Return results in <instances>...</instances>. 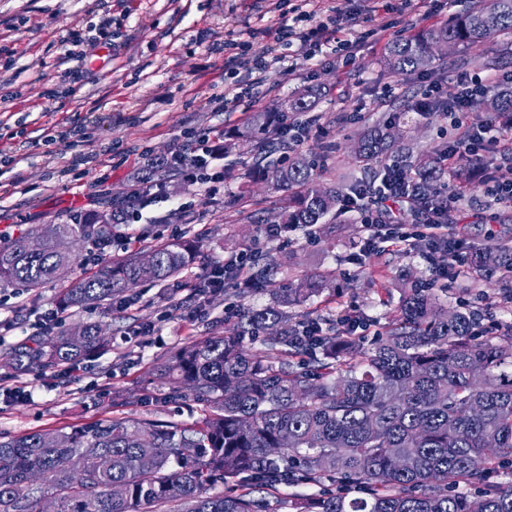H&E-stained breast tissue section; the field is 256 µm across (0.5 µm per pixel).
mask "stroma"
Segmentation results:
<instances>
[{"instance_id": "obj_1", "label": "stroma", "mask_w": 512, "mask_h": 512, "mask_svg": "<svg viewBox=\"0 0 512 512\" xmlns=\"http://www.w3.org/2000/svg\"><path fill=\"white\" fill-rule=\"evenodd\" d=\"M299 0H0V237L36 233L47 224H70L91 211L128 205L140 167L127 149L146 150L149 159L187 150L185 132L202 136L215 130L244 131L241 112L224 111V63L235 54L264 59L271 43L268 29L291 18ZM476 0H408L393 13L372 9L369 0H343L348 28L362 32L351 61L322 62L293 55L273 66L259 89L261 110H268L300 88L320 85L328 94L316 109L295 154L318 152L331 144L325 180L351 184L362 173L351 163L350 145L365 127L400 113L405 142L428 151L451 141L455 130L445 115L413 111L425 86L448 83L461 71L478 72V58L494 60L493 74H512V36L495 35L468 53L444 55L432 68L409 76L384 70L379 60L397 39L451 21ZM107 26L108 41L66 43L74 29ZM82 70L81 80L71 77ZM471 120L481 123L487 158L499 161L503 179L512 180V130L492 113L472 106ZM91 156L71 170L70 159ZM238 153L212 164L223 172L220 193L175 175L162 192L133 205L130 220L112 227L110 259L161 242L184 238L200 249L183 278L167 286L142 283L109 308L70 309L66 326L85 322L103 326L111 339L105 355L86 361L70 375L57 370L18 372L6 364L16 343L37 335L41 313L56 307L62 288L94 270L93 244H73V261L64 275L34 291L0 286V383L25 387L28 402L0 403V436L10 438L47 429L69 430L105 419H148L190 426L207 406L189 391L157 387L152 370L162 357L213 332H223L236 313L259 309L275 299L278 285L335 271L329 291L312 297L303 309L329 323L357 312L363 340L386 326L408 282L431 281L420 250L403 251L385 243L365 248L356 212L333 224H316L277 236L266 229L278 219L285 190L265 181L251 185L240 201ZM469 183L452 204L455 236L471 246L512 247V209L487 194L481 166L467 164ZM253 222L237 219L240 206ZM268 253L284 261L275 283L241 295L232 288L187 297L184 286L201 268L238 252ZM449 307L470 303L485 322L512 323V284L492 277L472 279L460 272L435 282ZM183 308L167 313L169 298ZM208 312L191 322L194 306ZM153 328L150 342H137L132 331Z\"/></svg>"}]
</instances>
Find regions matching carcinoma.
Returning a JSON list of instances; mask_svg holds the SVG:
<instances>
[{"mask_svg":"<svg viewBox=\"0 0 512 512\" xmlns=\"http://www.w3.org/2000/svg\"><path fill=\"white\" fill-rule=\"evenodd\" d=\"M512 35V0H478L448 24L387 45L383 65L408 75L440 48L463 53L480 46L487 30ZM324 96L307 86L275 112L258 113L246 131L284 127L290 113L311 112ZM490 106L512 122V89ZM288 148L280 136L253 146L248 179L260 174L275 189H291L281 206L284 228L328 224L348 193L321 180L306 155L273 167L263 162ZM446 146L413 154L393 125L360 132L352 161L365 173L402 154L409 208L439 207L438 185L463 172L443 161ZM120 215L86 213L73 224H49L28 249L29 234L0 242V283L35 290L72 262L77 237L98 241ZM199 245L187 240L113 259L63 289V309L104 305L146 281L164 283L190 266ZM254 280L280 272L270 254L253 256ZM489 269L512 279V250L479 247L470 258L474 278ZM330 277L288 283L275 301L240 316L224 334L208 336L156 363L159 386L189 390L209 407L193 427L112 419L68 432L45 430L0 440V512H41L44 499L57 512H276L254 490L282 483L310 484L327 477L336 491L294 504L296 512H512V485L498 473L512 468V325L475 337L476 313L448 309L430 288L403 289L399 312L366 347L332 326L300 336L307 321L296 311L329 285ZM59 329L11 351L20 369H46L106 351L97 323ZM264 349L243 348L245 337ZM80 455L84 469L57 468L59 458ZM251 481L245 492H214L218 482Z\"/></svg>","mask_w":512,"mask_h":512,"instance_id":"cac0c4a2","label":"carcinoma"}]
</instances>
